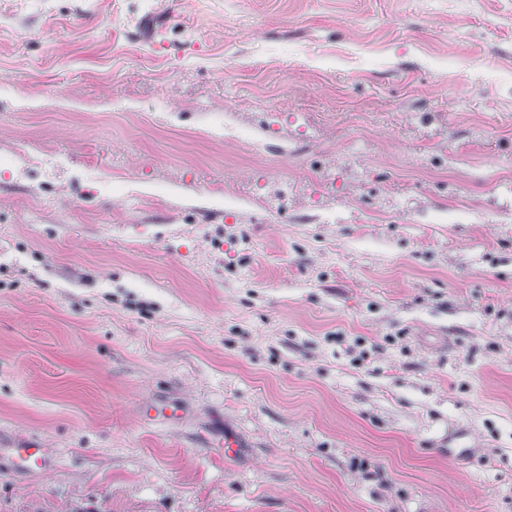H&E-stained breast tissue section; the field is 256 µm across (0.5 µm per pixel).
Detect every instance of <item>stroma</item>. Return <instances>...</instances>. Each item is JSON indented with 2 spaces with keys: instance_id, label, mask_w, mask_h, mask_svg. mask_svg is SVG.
<instances>
[{
  "instance_id": "obj_1",
  "label": "stroma",
  "mask_w": 512,
  "mask_h": 512,
  "mask_svg": "<svg viewBox=\"0 0 512 512\" xmlns=\"http://www.w3.org/2000/svg\"><path fill=\"white\" fill-rule=\"evenodd\" d=\"M0 512H512V0H0ZM21 447L23 448H12L14 461L18 467L27 469L32 463L35 466H42L43 462H45V448H36L30 443H26Z\"/></svg>"
}]
</instances>
